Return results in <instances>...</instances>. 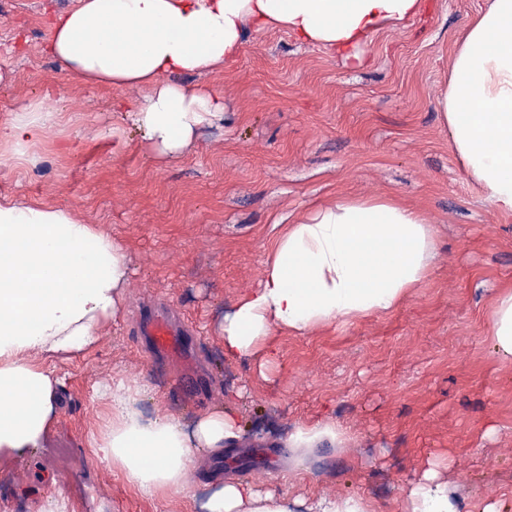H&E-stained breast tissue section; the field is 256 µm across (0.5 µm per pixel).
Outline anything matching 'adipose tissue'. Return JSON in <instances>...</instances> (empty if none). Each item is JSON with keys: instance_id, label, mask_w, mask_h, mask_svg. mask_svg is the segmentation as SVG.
I'll list each match as a JSON object with an SVG mask.
<instances>
[{"instance_id": "1", "label": "adipose tissue", "mask_w": 512, "mask_h": 512, "mask_svg": "<svg viewBox=\"0 0 512 512\" xmlns=\"http://www.w3.org/2000/svg\"><path fill=\"white\" fill-rule=\"evenodd\" d=\"M424 0H77L52 22L47 50L91 86L137 92L129 112L158 159L181 155L220 118L210 84L179 76L215 74L234 63L248 31L281 29L344 59L377 31L418 15ZM441 118L468 179L512 219V0H489L454 39ZM62 122L36 101L0 122V169L36 163L35 145ZM439 258L425 212L392 193L345 196L316 207L277 238L258 288L220 325L224 356L253 359L267 373L275 331L299 335L399 307L421 288ZM126 244L65 208L0 195V449L40 447L59 411L62 380L46 359L95 344L121 308L130 280ZM486 334L512 363V284L497 291ZM135 377L113 380L92 448L142 497L208 492L201 512H377L361 495L310 500L204 470L202 453L236 447L235 410L217 408L183 425L163 409L145 411ZM349 434L329 418L301 424L284 447L346 448ZM401 512H499L475 504L443 467L427 462L403 490Z\"/></svg>"}]
</instances>
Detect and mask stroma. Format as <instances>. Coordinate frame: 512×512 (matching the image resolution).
I'll return each instance as SVG.
<instances>
[{"mask_svg":"<svg viewBox=\"0 0 512 512\" xmlns=\"http://www.w3.org/2000/svg\"><path fill=\"white\" fill-rule=\"evenodd\" d=\"M73 3L0 0V121L35 99L72 118L35 165L0 169V192L75 208L123 240L130 286L97 345L54 358L65 384L42 446L0 450V512H37L51 493L69 512H195L186 499H141L88 446L103 387L128 374L145 386V410L185 423L237 411L236 455L202 462L225 476L355 493L400 512L417 465L444 461L462 494L512 512V364L485 336L498 288L512 284V222L467 180L438 100L455 32L488 0H428L365 45L364 68L283 31L248 33L237 61L206 78L224 95L223 120L167 161L126 116L133 93L84 85L46 54L55 14ZM385 192L437 228L431 280L393 312L279 333L267 378L253 362L226 360L218 322L258 285L283 226L336 197ZM161 309L195 333L181 354H149L140 326ZM326 416L356 436V451L293 453L266 439Z\"/></svg>","mask_w":512,"mask_h":512,"instance_id":"1","label":"stroma"}]
</instances>
